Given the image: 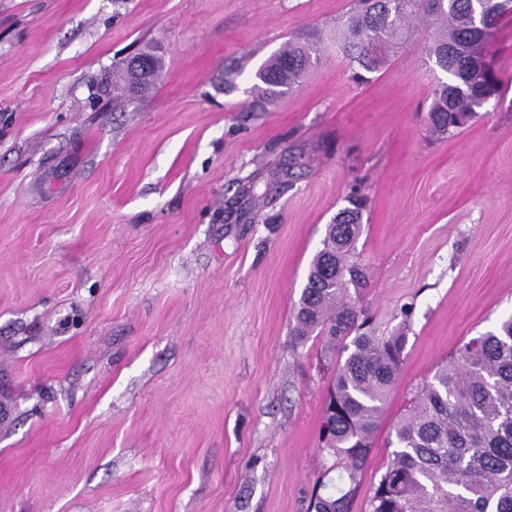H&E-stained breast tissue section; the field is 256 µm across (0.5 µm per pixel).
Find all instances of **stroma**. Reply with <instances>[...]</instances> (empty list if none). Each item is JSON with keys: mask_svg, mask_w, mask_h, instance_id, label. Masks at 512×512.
Masks as SVG:
<instances>
[{"mask_svg": "<svg viewBox=\"0 0 512 512\" xmlns=\"http://www.w3.org/2000/svg\"><path fill=\"white\" fill-rule=\"evenodd\" d=\"M354 7L0 0V512H306L335 361L290 328L352 191L358 306L413 313L351 512L422 384L512 315V23L487 48L501 95L439 138L433 29L363 74ZM305 32L318 59L250 111ZM146 42L161 83L94 100Z\"/></svg>", "mask_w": 512, "mask_h": 512, "instance_id": "1", "label": "stroma"}]
</instances>
